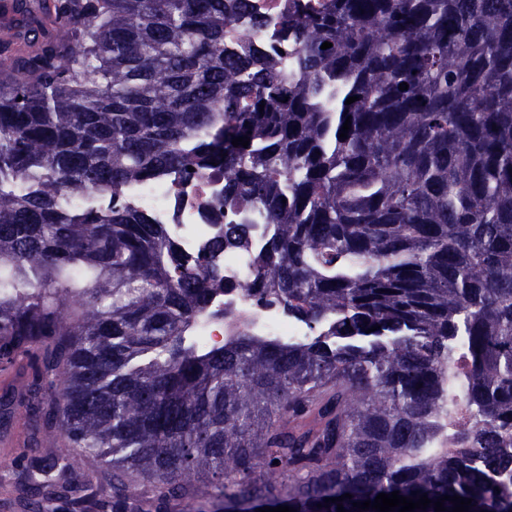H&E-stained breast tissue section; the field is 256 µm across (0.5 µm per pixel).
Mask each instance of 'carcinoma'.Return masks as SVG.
Here are the masks:
<instances>
[{
	"instance_id": "1",
	"label": "carcinoma",
	"mask_w": 512,
	"mask_h": 512,
	"mask_svg": "<svg viewBox=\"0 0 512 512\" xmlns=\"http://www.w3.org/2000/svg\"><path fill=\"white\" fill-rule=\"evenodd\" d=\"M9 12L0 363L32 377L0 409L27 422L22 508L361 512L397 491L512 512V0H292L287 69L228 41L266 25L251 0ZM214 167L233 219L213 249L250 248L263 215L240 289L308 336L212 309L216 270L129 201ZM197 332L207 345H213L224 339V320L204 316L198 321Z\"/></svg>"
}]
</instances>
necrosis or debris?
<instances>
[{
  "instance_id": "1",
  "label": "necrosis or debris",
  "mask_w": 512,
  "mask_h": 512,
  "mask_svg": "<svg viewBox=\"0 0 512 512\" xmlns=\"http://www.w3.org/2000/svg\"><path fill=\"white\" fill-rule=\"evenodd\" d=\"M223 192V170L209 169L186 179L173 176L139 186L132 191L131 198L149 209L158 223L167 226L170 236L186 255L208 256L211 265L230 283V291L216 296L217 307L259 320L266 335L302 338L307 333L304 326L288 319L280 309H256L251 298L240 289L253 274L254 249L261 246L268 225H254L252 249L212 251L213 240L224 234V208L219 204Z\"/></svg>"
}]
</instances>
